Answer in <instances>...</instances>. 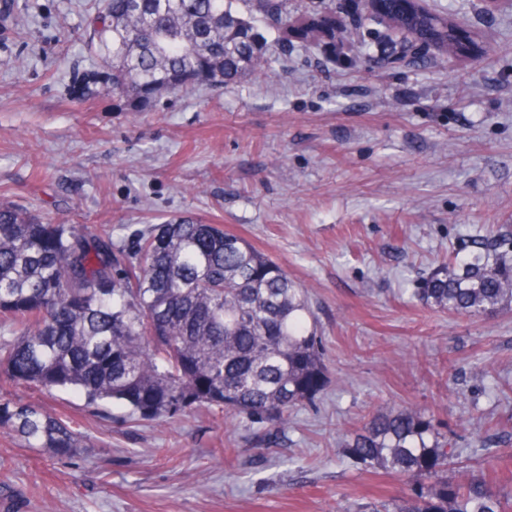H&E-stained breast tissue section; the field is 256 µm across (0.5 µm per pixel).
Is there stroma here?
Instances as JSON below:
<instances>
[{
  "label": "stroma",
  "mask_w": 512,
  "mask_h": 512,
  "mask_svg": "<svg viewBox=\"0 0 512 512\" xmlns=\"http://www.w3.org/2000/svg\"><path fill=\"white\" fill-rule=\"evenodd\" d=\"M87 3L0 4V201L111 231L128 256L175 216L242 235L308 289L327 378L283 429L205 409L104 419L0 378L86 443L60 459L0 434V512H336L405 490L343 448L364 415L410 404L447 440L449 477L505 451L496 489L512 492V312L413 295L462 238L512 224V11L432 0L482 36L463 65L378 71L297 44L270 75L125 112L69 96L95 66Z\"/></svg>",
  "instance_id": "1"
}]
</instances>
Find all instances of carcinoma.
Wrapping results in <instances>:
<instances>
[{"mask_svg":"<svg viewBox=\"0 0 512 512\" xmlns=\"http://www.w3.org/2000/svg\"><path fill=\"white\" fill-rule=\"evenodd\" d=\"M87 47L99 69L69 94L112 92L127 112L166 94L224 87L271 72L294 43L329 56L348 47L379 69L459 59L476 40L457 14L426 0H93ZM462 317L512 311V231L462 240L414 289ZM74 392L104 415L174 418L202 406L231 418L288 426V413L325 383L307 291L267 254L218 224L173 219L121 266L112 237L83 224H47L0 202V375ZM0 431L25 446L71 456L82 437L43 406L0 398ZM344 452L366 470L411 481L408 493L355 512H512L497 476L448 479L451 455L430 417L387 407L350 433Z\"/></svg>","mask_w":512,"mask_h":512,"instance_id":"carcinoma-1","label":"carcinoma"}]
</instances>
